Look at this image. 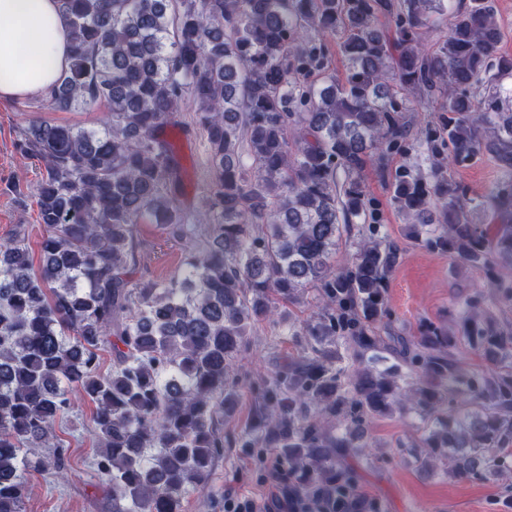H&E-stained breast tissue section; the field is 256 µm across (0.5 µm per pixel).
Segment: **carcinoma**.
I'll return each mask as SVG.
<instances>
[{"instance_id": "carcinoma-1", "label": "carcinoma", "mask_w": 512, "mask_h": 512, "mask_svg": "<svg viewBox=\"0 0 512 512\" xmlns=\"http://www.w3.org/2000/svg\"><path fill=\"white\" fill-rule=\"evenodd\" d=\"M70 61L50 91L58 111L103 101L102 130L39 123L19 149L44 161L38 206L42 267L24 238L0 245V512H21L23 472L62 470L59 416L71 389L95 405V468L112 512H182L224 450L221 422L236 409L234 363L279 300L312 288L317 319L288 326L302 353L264 390L241 447L281 450L292 488L357 492L347 457L365 423L414 413L407 444L420 467L496 480L512 447V333L492 317L512 298L497 281L480 312L462 311L470 348L497 363L456 364V337L378 336L385 281L398 248L363 235L372 205L361 181L388 174L392 199L426 245L473 266L512 267V59L493 0H58ZM446 20L432 51L433 16ZM337 36L343 79L326 70L323 37ZM439 102L438 122L413 149L430 176L386 170L408 140V95ZM197 104L178 120L185 95ZM204 139L209 223L180 197L187 168L166 128ZM488 149L501 173L491 198L499 224H472L440 156ZM151 218L192 248L177 278L133 279L138 226ZM359 240L343 267V233ZM112 369L101 371V355ZM384 367H378V363ZM53 452L30 457L27 448ZM158 449L154 455L149 454Z\"/></svg>"}]
</instances>
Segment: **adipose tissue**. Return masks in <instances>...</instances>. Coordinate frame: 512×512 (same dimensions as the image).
Segmentation results:
<instances>
[{
    "label": "adipose tissue",
    "mask_w": 512,
    "mask_h": 512,
    "mask_svg": "<svg viewBox=\"0 0 512 512\" xmlns=\"http://www.w3.org/2000/svg\"><path fill=\"white\" fill-rule=\"evenodd\" d=\"M38 37L25 58V35ZM70 52L68 23L57 0H0V103L47 94Z\"/></svg>",
    "instance_id": "adipose-tissue-1"
}]
</instances>
